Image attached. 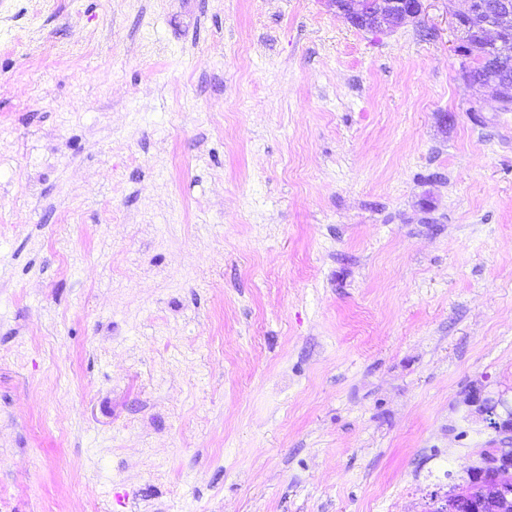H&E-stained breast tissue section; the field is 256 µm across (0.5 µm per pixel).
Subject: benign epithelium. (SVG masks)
I'll use <instances>...</instances> for the list:
<instances>
[{
  "mask_svg": "<svg viewBox=\"0 0 512 512\" xmlns=\"http://www.w3.org/2000/svg\"><path fill=\"white\" fill-rule=\"evenodd\" d=\"M337 8L353 27L376 32L389 31L409 20L417 19L423 10V0H375L374 11L364 16L359 11L361 0H325ZM462 6L451 10L456 33L455 52L464 57L470 53L466 31L469 23L481 19L485 32L499 33V26L512 17V0H461ZM490 101L501 109L512 106V81L507 79L486 83ZM483 412L492 419L491 428L512 433V420L499 421L496 406L484 402ZM472 502L486 505L491 512H512V450L498 448L491 462V471L460 488L450 504L439 506L435 512H456V507Z\"/></svg>",
  "mask_w": 512,
  "mask_h": 512,
  "instance_id": "7a95c632",
  "label": "benign epithelium"
}]
</instances>
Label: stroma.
<instances>
[{"mask_svg":"<svg viewBox=\"0 0 512 512\" xmlns=\"http://www.w3.org/2000/svg\"><path fill=\"white\" fill-rule=\"evenodd\" d=\"M0 9V512H430L512 413V111L448 0ZM337 8L353 27L376 32H386L417 19L423 10V0H375L374 11L362 16L361 0H325ZM467 80V74H465ZM469 83H478L490 91V101L497 104V108L501 109L505 106H512V81L505 79L495 83H483L481 80H471Z\"/></svg>","mask_w":512,"mask_h":512,"instance_id":"obj_1","label":"stroma"}]
</instances>
